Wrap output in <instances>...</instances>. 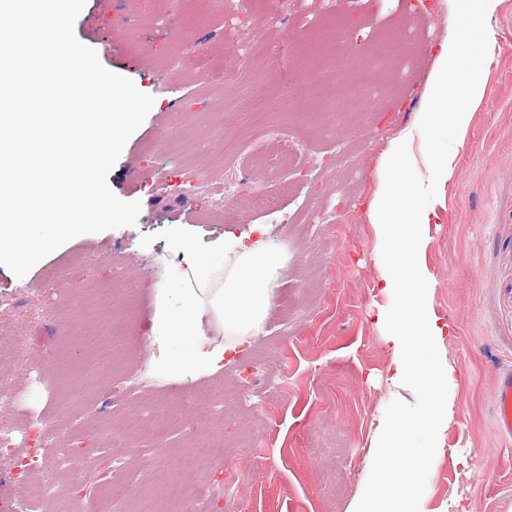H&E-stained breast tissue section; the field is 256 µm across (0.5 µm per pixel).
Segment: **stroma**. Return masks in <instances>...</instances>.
Returning a JSON list of instances; mask_svg holds the SVG:
<instances>
[{
	"label": "stroma",
	"instance_id": "35a3bbf8",
	"mask_svg": "<svg viewBox=\"0 0 512 512\" xmlns=\"http://www.w3.org/2000/svg\"><path fill=\"white\" fill-rule=\"evenodd\" d=\"M420 52L410 60L405 91L381 97L372 111L343 101L335 135L326 137L333 85L310 97L281 96L279 80L259 60L297 44V59L335 76L303 28L342 24L348 55L367 51L384 60L405 53L398 35L408 21ZM461 26L457 0H86L74 23L79 41L101 64L130 79L154 104L127 141L107 182L125 201L137 200L136 225L78 236L24 277L0 266V303L19 334L34 336L53 365L0 361L12 386L0 394V427L13 433L0 450L6 468L25 466L32 481L55 476L53 437L29 454L31 422L83 443L69 482L89 481L92 493L74 499V512H107L98 491L111 483L128 493V512H188L165 497L157 471L180 455L200 462L196 499L205 512H346L365 477L376 417L391 396L389 362L373 320L376 305H390L379 289L377 230L362 209L377 187L376 165L390 140L413 125L421 110L439 43ZM492 50L482 76L483 95L465 132L442 201L428 226L425 263L433 276V305L454 328L444 345L457 369L453 419L445 449L432 463L431 507L465 490L471 512H512V440L497 428L494 395L500 374L512 370V0H498L491 21ZM250 66L245 81L216 75L237 53ZM173 131L165 158L154 156L156 136ZM297 140V161L281 165L257 132ZM206 165L210 180L188 179ZM292 186L272 210L253 207L250 195ZM234 195L222 214L214 191ZM329 214L315 221L313 211ZM288 261L274 290L262 333L218 373L181 382L152 375V318L159 285L170 282L189 238L201 249L232 235L256 241L252 225ZM66 268L45 286L41 272ZM137 283L132 311L117 307L116 349L96 354L83 345L107 315L101 293ZM141 370V391L114 395L125 371ZM288 389L266 402L277 382ZM225 397L223 414L193 400L197 386ZM182 404L181 424L157 444L141 429L129 447L106 446V431L136 425L145 403ZM257 474L225 480L224 466Z\"/></svg>",
	"mask_w": 512,
	"mask_h": 512
}]
</instances>
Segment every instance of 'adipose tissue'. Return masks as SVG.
Listing matches in <instances>:
<instances>
[{
	"instance_id": "ef3b65f1",
	"label": "adipose tissue",
	"mask_w": 512,
	"mask_h": 512,
	"mask_svg": "<svg viewBox=\"0 0 512 512\" xmlns=\"http://www.w3.org/2000/svg\"><path fill=\"white\" fill-rule=\"evenodd\" d=\"M458 8L465 28L436 52L419 119L380 157L378 188L367 203L368 219L380 233L377 261L385 274L379 288L393 300L374 318L389 355L385 377L394 390L413 391L415 398L379 414L366 476L347 512H429L431 462L443 446L451 415L456 368L443 343L453 327L433 309L432 277L422 255L432 204L452 173L456 153L433 148L423 178L413 176L406 150L414 138L436 131L464 134L470 109L481 100L485 65L473 62L468 39L488 36L496 0H459ZM179 250L175 287L158 289L154 304L157 352L151 366L167 381L212 375L229 354L250 343L272 306L287 259L277 247H249L230 236L209 251L189 239ZM176 337L189 341L188 356L172 353Z\"/></svg>"
}]
</instances>
